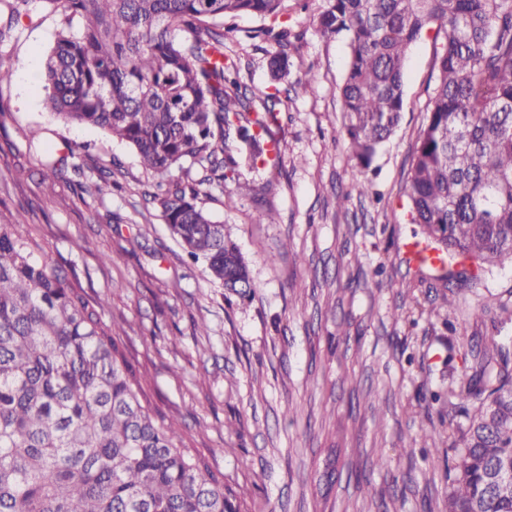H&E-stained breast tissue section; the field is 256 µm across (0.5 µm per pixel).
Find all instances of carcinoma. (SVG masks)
Listing matches in <instances>:
<instances>
[{
  "mask_svg": "<svg viewBox=\"0 0 512 512\" xmlns=\"http://www.w3.org/2000/svg\"><path fill=\"white\" fill-rule=\"evenodd\" d=\"M36 1L59 15L47 111L132 147L161 177L153 199L187 256L250 296L242 253L198 199L200 186L228 179L252 193L239 168L267 162L278 98L241 91L237 65L224 62V19L275 18L284 0H4L7 23ZM314 25L348 44L342 125L362 174L400 123L411 46L432 27L443 33L408 173L410 223L448 262L470 263L468 285L512 262V0H328ZM278 37L276 83L292 66L288 30ZM186 162L204 178H172ZM85 191L111 193V175ZM26 225L0 224V512H239L204 459L178 446L175 424L144 404L102 303L49 265ZM483 314L512 309L488 301ZM490 341L495 353L470 350L465 381L448 388L463 417L444 472L448 512H512V493L488 478L512 458V348Z\"/></svg>",
  "mask_w": 512,
  "mask_h": 512,
  "instance_id": "cac0c4a2",
  "label": "carcinoma"
}]
</instances>
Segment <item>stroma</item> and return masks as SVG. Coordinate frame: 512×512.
Returning a JSON list of instances; mask_svg holds the SVG:
<instances>
[{
	"label": "stroma",
	"instance_id": "1",
	"mask_svg": "<svg viewBox=\"0 0 512 512\" xmlns=\"http://www.w3.org/2000/svg\"><path fill=\"white\" fill-rule=\"evenodd\" d=\"M325 6L285 0L278 19L295 36L272 127L279 159L244 171L252 196L234 197L229 181L199 197L230 228L257 286L251 297L187 259L152 198L157 178L132 148L45 112L59 17L39 8L0 41L18 73L0 85V172H26L0 182V222L24 214L62 275L103 301L152 408L232 485L241 512H446L452 409L429 394L460 384L474 343L497 332L512 344V322L496 329L472 315L492 296L512 305V265L495 267L484 287L447 293L404 254L418 230L407 174L438 75L435 30L409 52L402 119L372 161L369 194H357L338 94L349 49L315 32ZM265 25L243 16L224 37L249 89L271 84L277 45ZM307 78L318 95L292 93ZM34 126L41 141L28 138ZM65 154L111 170V194L90 196L71 172L45 178L44 161Z\"/></svg>",
	"mask_w": 512,
	"mask_h": 512
}]
</instances>
